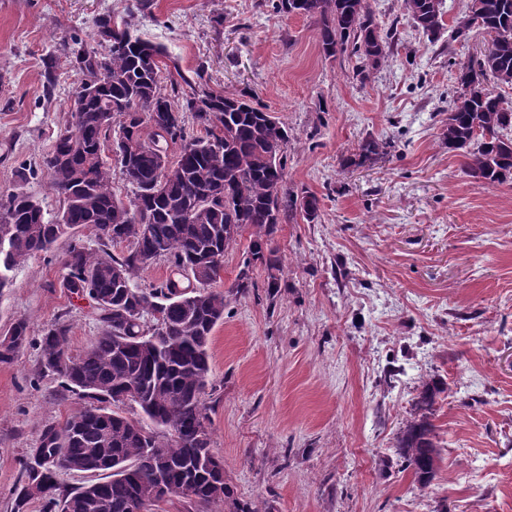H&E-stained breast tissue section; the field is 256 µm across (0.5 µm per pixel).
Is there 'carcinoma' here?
<instances>
[{
	"instance_id": "cac0c4a2",
	"label": "carcinoma",
	"mask_w": 512,
	"mask_h": 512,
	"mask_svg": "<svg viewBox=\"0 0 512 512\" xmlns=\"http://www.w3.org/2000/svg\"><path fill=\"white\" fill-rule=\"evenodd\" d=\"M278 13L316 17L325 55L348 54L369 73L387 60L395 33L380 34L369 0H274ZM415 28L435 42L445 30L444 0H403ZM474 27L490 35L480 58L458 62L459 94L448 108L443 141L461 150L472 176L489 185L512 178V102L483 86L479 76L491 73L512 85V0H470ZM122 43L116 48L100 40L77 38L58 47L44 60L46 94L54 91L60 59L80 75L70 92L69 117L51 148L35 168L24 165L16 177L26 181L41 169L63 201L53 219L23 192L0 197V289L9 273L62 238L65 252L64 287L86 294L96 303L101 329L91 346L77 358L66 350L69 329L57 324L40 340L41 371L64 379L66 388L84 401L61 425L44 429L39 438L43 465L29 467L15 490L14 512H25L38 501L48 512H131L139 494H146L164 472L167 500L183 498L200 507L232 498L229 485L222 494L211 483L221 481L224 462L211 451L208 416L202 400L210 384L208 344L215 326L224 320V293L210 289L224 263L225 251L244 232L250 244L244 266L268 262L267 238L282 219L301 212L312 223L319 217V199L297 196L286 188L287 129L268 120L265 108L242 95L215 93L202 82L171 83L172 93L159 85L165 49L124 26L110 32ZM207 98L206 109L195 97ZM193 123L202 135L186 133ZM179 145L167 158L157 181L158 146ZM388 144L376 139L359 147L360 160L385 154ZM120 158L123 180L142 201L140 218L112 191L108 154ZM224 182V195L209 189ZM94 233L100 248L91 250L76 234ZM126 244L120 257L108 248ZM165 259L170 274L144 291L135 275ZM3 335L13 346L0 350V361L11 358L27 342L26 322L12 323ZM134 389L129 402L143 419L122 415L114 406ZM443 383L424 382L415 402V416L397 437L396 453L412 470L420 488L429 487L439 452L434 405ZM153 429H147L142 420ZM165 460L159 468L153 449ZM92 474L95 479L61 493L62 472Z\"/></svg>"
}]
</instances>
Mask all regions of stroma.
I'll return each instance as SVG.
<instances>
[{"label":"stroma","instance_id":"1","mask_svg":"<svg viewBox=\"0 0 512 512\" xmlns=\"http://www.w3.org/2000/svg\"><path fill=\"white\" fill-rule=\"evenodd\" d=\"M137 4L0 0V193L23 189L57 215L47 173L14 176L50 149L77 79L60 66L46 95L42 61L65 40L96 39L100 15L130 18L167 50L163 92L200 70L211 90L267 108L288 131V188L320 203L316 221L277 225L279 271L255 265L239 287L244 237L212 284L226 308L204 401L236 500L254 512H512V181L476 180L441 139L456 64L488 35L432 43L402 0H369L378 27L398 33L363 82L355 59L322 53L316 18L268 0ZM370 138L389 142L387 155L352 164ZM66 249L59 240L0 290V329L29 326L0 362V512H14L42 429L82 406L41 371L37 344L62 323L76 357L99 333L92 301L63 286ZM431 376L446 386L433 418L440 461L420 491L394 445Z\"/></svg>","mask_w":512,"mask_h":512}]
</instances>
